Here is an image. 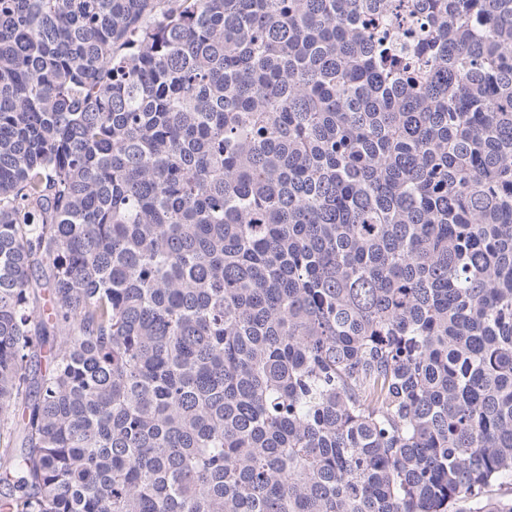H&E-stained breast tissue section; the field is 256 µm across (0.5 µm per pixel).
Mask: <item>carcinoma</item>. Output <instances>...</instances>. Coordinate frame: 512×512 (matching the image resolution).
Here are the masks:
<instances>
[{"label": "carcinoma", "instance_id": "1", "mask_svg": "<svg viewBox=\"0 0 512 512\" xmlns=\"http://www.w3.org/2000/svg\"><path fill=\"white\" fill-rule=\"evenodd\" d=\"M503 483L512 0H0V512Z\"/></svg>", "mask_w": 512, "mask_h": 512}]
</instances>
